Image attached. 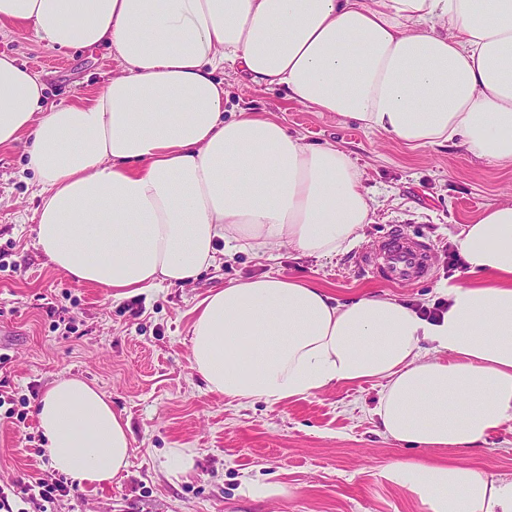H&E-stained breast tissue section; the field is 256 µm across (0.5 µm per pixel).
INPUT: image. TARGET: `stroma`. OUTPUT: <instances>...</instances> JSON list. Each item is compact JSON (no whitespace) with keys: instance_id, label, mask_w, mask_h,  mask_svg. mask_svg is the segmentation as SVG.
<instances>
[{"instance_id":"35a3bbf8","label":"stroma","mask_w":512,"mask_h":512,"mask_svg":"<svg viewBox=\"0 0 512 512\" xmlns=\"http://www.w3.org/2000/svg\"><path fill=\"white\" fill-rule=\"evenodd\" d=\"M0 52L39 73L50 102L91 95L119 69L108 47L62 51L7 30L0 31ZM224 90L225 112H262L308 145L333 143L347 151L372 205L358 249L331 258L288 246L271 256L225 254L190 284L116 297L111 289L72 281L40 253L39 194L25 146L0 147V354L8 358L0 365V397L14 399L15 409L27 414L20 421L0 408V484L50 474L48 460L36 453L43 441L33 405L54 380L79 376L128 419L133 454L121 479L79 488L52 512H426L382 474L390 463L436 456L383 434L374 414L382 382L335 384L275 406L229 401L209 392L192 368V309L212 290L267 273L313 281L341 303L375 294L431 306L444 284L474 282L449 257L462 226L486 204L512 200V165L486 163L453 144L408 149L278 90L254 87L230 70ZM396 226L434 245L430 280L385 285L358 265L359 250ZM173 448L197 453L192 474L181 481L165 473ZM469 463L490 477H512V419ZM250 481L275 483L284 492L254 499L244 492Z\"/></svg>"}]
</instances>
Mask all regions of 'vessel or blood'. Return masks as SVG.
I'll list each match as a JSON object with an SVG mask.
<instances>
[{
    "label": "vessel or blood",
    "mask_w": 512,
    "mask_h": 512,
    "mask_svg": "<svg viewBox=\"0 0 512 512\" xmlns=\"http://www.w3.org/2000/svg\"><path fill=\"white\" fill-rule=\"evenodd\" d=\"M358 263L378 282L409 284L432 277L433 246L397 229L372 249L363 251Z\"/></svg>",
    "instance_id": "1"
}]
</instances>
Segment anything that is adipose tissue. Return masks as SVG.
<instances>
[{"instance_id": "1", "label": "adipose tissue", "mask_w": 512, "mask_h": 512, "mask_svg": "<svg viewBox=\"0 0 512 512\" xmlns=\"http://www.w3.org/2000/svg\"><path fill=\"white\" fill-rule=\"evenodd\" d=\"M4 27L122 62L92 97L55 106L41 75L0 53V146H27L36 246L120 297L191 283L222 247L345 253L369 221L348 153L269 116L225 117L219 71L412 149L453 141L512 164V0H0ZM457 239L489 281L441 289L435 320L266 274L195 306L192 367L208 391L270 406L382 382L383 434L448 453L386 477L427 512H512V479L467 462L512 419V205H486ZM34 412L51 468L73 483L127 470L129 422L96 385L56 379Z\"/></svg>"}]
</instances>
